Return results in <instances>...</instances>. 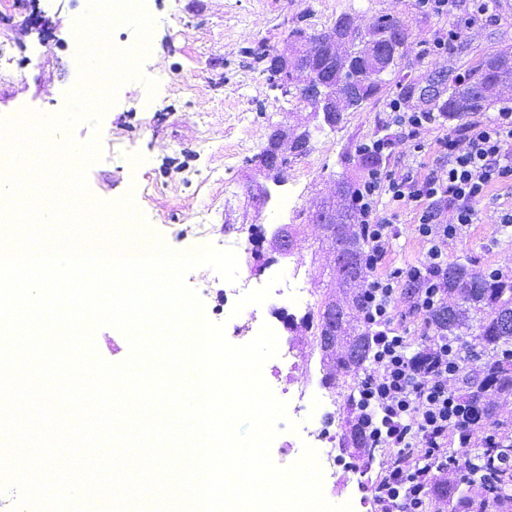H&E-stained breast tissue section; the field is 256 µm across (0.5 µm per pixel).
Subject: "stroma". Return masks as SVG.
Segmentation results:
<instances>
[{"instance_id": "obj_1", "label": "stroma", "mask_w": 512, "mask_h": 512, "mask_svg": "<svg viewBox=\"0 0 512 512\" xmlns=\"http://www.w3.org/2000/svg\"><path fill=\"white\" fill-rule=\"evenodd\" d=\"M155 15L151 50L141 64L142 79L122 84L105 111L99 129L78 124L77 143L99 136L102 154L87 171L91 195L115 201L132 195L152 234L177 252L218 247L224 228L263 225L266 232L282 224L297 227L300 246L279 259L280 272L304 266L316 293L328 282L334 253L323 241L311 215L331 196L335 179H358L363 169L357 146L373 137L393 140L388 159L398 168L428 171L431 155H415L413 144L399 138L385 123L387 102L401 84L428 85L434 72L448 76L470 73L490 53L512 48V0H497V23L470 29L454 54L424 55L423 46L440 29L441 20L421 11L417 0H149ZM85 0H32L25 14L15 13L11 0H0V45L14 51L16 69L0 71V117L22 109L59 112L78 78L74 16ZM39 13L31 23V13ZM405 19L412 30L407 49L381 92L357 109L345 112L336 126L303 109L295 98L274 91L253 51L259 43L284 48L292 27L320 31L342 14L361 29L379 15ZM159 79L156 94L147 81ZM154 97L153 110H139ZM309 132L308 150L289 155L278 181L254 169L274 127ZM512 195L491 196L476 224L447 245L448 260L475 270L493 266L512 271V237L497 226L501 209ZM397 236L384 267L391 270L419 260L425 243L412 231L409 211L400 210ZM205 305L207 317L220 322L230 314L224 305V280L207 267L186 277ZM331 487L336 504L364 499L357 512H374L371 485L378 458L358 449L343 456Z\"/></svg>"}]
</instances>
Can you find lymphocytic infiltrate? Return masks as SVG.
I'll return each mask as SVG.
<instances>
[{"instance_id": "obj_1", "label": "lymphocytic infiltrate", "mask_w": 512, "mask_h": 512, "mask_svg": "<svg viewBox=\"0 0 512 512\" xmlns=\"http://www.w3.org/2000/svg\"><path fill=\"white\" fill-rule=\"evenodd\" d=\"M426 14L449 18L424 52H454L465 32L495 22V0H418ZM440 113L405 111L400 98L387 105V124L413 140L418 153H432L435 168L396 174L383 163L392 142L362 143L360 153L375 156L355 185L353 208L364 242V262L374 274L361 293V316L371 331L372 370L361 382L357 418L382 463L373 500L379 512H423L431 489L425 476L442 462L448 445L469 448L482 424L449 380L461 374L457 340L438 334L425 352L412 350L407 337L391 326L398 298L412 312L430 317L448 302V253L443 244L460 237L477 220L480 202L494 185L512 188V106L488 117L473 115L450 127L433 143L424 130L438 125ZM405 208L413 231L427 245L416 262L380 273L396 237L392 218L381 204Z\"/></svg>"}]
</instances>
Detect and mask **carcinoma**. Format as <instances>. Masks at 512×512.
<instances>
[{"instance_id": "1", "label": "carcinoma", "mask_w": 512, "mask_h": 512, "mask_svg": "<svg viewBox=\"0 0 512 512\" xmlns=\"http://www.w3.org/2000/svg\"><path fill=\"white\" fill-rule=\"evenodd\" d=\"M411 30L392 15H382L366 33L359 32L350 16L343 14L333 25L309 34L303 28L290 30L288 38L294 49H303L305 56L288 63V71L308 69L321 80L336 87V103L325 106L326 123L335 126L342 113L356 109L377 95L382 79L375 73L391 70L404 55ZM259 59L270 60V75L288 84V94L304 107L317 110V100L308 88L287 82L278 67L274 48L260 44L255 50ZM512 86V51L499 50L488 56L481 67L453 90L441 80L429 100L431 109L451 120H461L473 112H484L495 103L499 87ZM339 201L336 221H324L317 214L312 220L324 232L336 253L348 262L335 264L332 280L341 288L338 296L328 295L317 304V311L294 323L292 331L312 332L322 359L333 364L334 370L324 375L325 383L336 388L345 384L352 388L346 398V417L340 435L342 448H361L364 437L355 427L354 404L359 391L358 376L371 351L370 330L353 324L359 312L361 288L366 278L361 259V246L356 234L351 204L353 183L346 177L336 179ZM448 294L455 303L444 306L431 317L438 332L459 336L472 332L465 362H480V377L470 383L468 398L491 417L494 409L486 402L488 393H512V365L495 363L496 355L512 345V284L492 285L483 277L460 265L448 267ZM483 470L476 475L474 488L441 486L432 490L430 499H448L451 512H488L489 504L512 494V444L484 448L479 452Z\"/></svg>"}]
</instances>
